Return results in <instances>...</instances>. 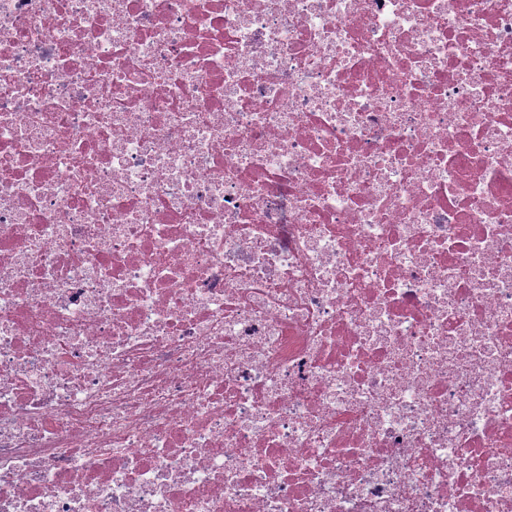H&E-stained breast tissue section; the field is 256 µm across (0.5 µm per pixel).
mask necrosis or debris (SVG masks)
<instances>
[{"label": "necrosis or debris", "instance_id": "1", "mask_svg": "<svg viewBox=\"0 0 512 512\" xmlns=\"http://www.w3.org/2000/svg\"><path fill=\"white\" fill-rule=\"evenodd\" d=\"M0 512H512V0H0Z\"/></svg>", "mask_w": 512, "mask_h": 512}]
</instances>
